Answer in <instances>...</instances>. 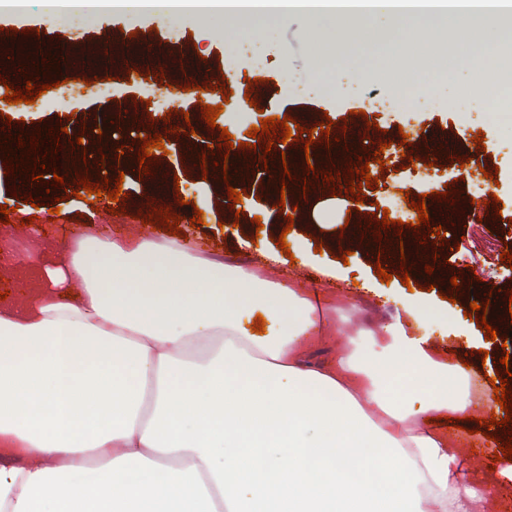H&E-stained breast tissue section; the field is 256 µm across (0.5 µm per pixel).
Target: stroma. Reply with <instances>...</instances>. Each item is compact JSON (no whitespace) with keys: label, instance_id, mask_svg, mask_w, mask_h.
Returning a JSON list of instances; mask_svg holds the SVG:
<instances>
[{"label":"stroma","instance_id":"1","mask_svg":"<svg viewBox=\"0 0 512 512\" xmlns=\"http://www.w3.org/2000/svg\"><path fill=\"white\" fill-rule=\"evenodd\" d=\"M29 13L19 18L0 17V42L6 41L7 30L26 25L42 38L59 43H91L106 47L113 33L136 35L143 43L168 45L201 55L207 64L224 69V89H213L202 101L174 102L168 86L161 84L159 76L147 67L133 68L130 74L113 80L107 92H100L98 84L71 81L47 90L34 103L9 104L0 85V138L29 135L36 129H48L72 119L74 124L96 118L110 112L113 104L136 102L138 114H153V130L163 138H170V126L179 125L184 113L198 111L200 105L223 106L216 124L227 129L234 142L245 141L250 127L259 125L264 117L278 120L290 116L304 128L332 120V134H339L343 126L356 130V149L379 150L380 140L399 141L401 135H409L413 149L428 144L431 137L455 139L466 151L483 146L480 163L449 162L445 158L427 155L416 161L414 168H406L405 157L400 152L383 153V163H371L370 173L380 176L378 188L365 190V199L358 210L340 208L333 221L322 224L294 223L291 232H284L283 218L278 203L257 197H249L241 209L225 207L212 189L222 177L217 168L206 174L190 173L180 178L181 187L191 195L193 205L184 209L173 205L174 213L180 214L181 234L187 235L190 245L207 258L238 266L285 282H300L309 288L328 289L334 299L344 306L345 322L341 335L322 336L309 347L310 362L327 361L343 349L349 336L358 330L374 332L396 320L401 311L396 300L406 294L407 288L400 279V267L395 261L377 257L369 248L353 250L347 261H340L339 247L341 223H364L366 216L400 220L409 214L407 194L425 195V207L434 210L437 205L432 194L443 191L445 186L458 184L464 201L477 200L482 204V221L467 220L449 225L443 246L438 253L447 261L449 269L457 276L461 287L479 284L491 293L497 304L500 323L497 340L485 339L484 328L475 319L466 317L467 301H441L442 309L461 319L470 338L454 337L447 333L444 324L430 329L432 341L439 351L454 350L456 359H467L476 377L485 372L499 370L502 352L500 340L512 333V266L501 261L499 251L489 249L491 240L506 242L512 237V129L494 120L481 107L460 104L454 96L439 97L425 103L396 106L391 98L398 84L407 75L396 64L405 47L400 31H392L385 41L362 48L349 43L336 42L333 51L337 68H344L351 57L370 56L375 67L384 69L385 77L365 85L362 94H341L330 84L315 85V47L307 31L306 17L296 15L280 22L272 39L263 47L236 42L227 43L210 38L207 32L192 20L172 27L161 21L145 22L131 27L122 22L111 24L93 19L70 20L48 18L41 13L40 0H30ZM257 56L256 66H231L233 56ZM292 62L291 74L283 72V58ZM264 79L267 94L258 107L248 108L244 117L229 118L234 106L246 100L250 82ZM377 121L376 129L366 124ZM18 173L9 171L7 163L0 161V203L12 210L10 224H0V291L6 292V306L21 303L30 288V281L17 277L11 259L30 251L55 252L61 241L59 227L76 226L86 234H111L113 237L145 236L158 242L168 240L169 235L153 226L143 225L141 217L154 207L153 184L140 178L137 168H130L124 176L122 191L126 195L124 214H110V199L101 196L94 202L65 198L63 189L53 192L14 191L20 183ZM496 195L498 206L487 203L489 195ZM59 205L57 216H50L49 205ZM202 211L204 223L196 228L189 220L195 211ZM32 217L30 225H23L25 217ZM285 238V246H278V238ZM390 270V282H380L377 268ZM477 405L473 409V421L465 429L436 423L437 431L446 433L461 450L463 467L470 475L484 478L490 473L491 454L471 447L470 430L476 429L477 419L496 416L504 419L505 413L492 395L479 390L475 393Z\"/></svg>","mask_w":512,"mask_h":512}]
</instances>
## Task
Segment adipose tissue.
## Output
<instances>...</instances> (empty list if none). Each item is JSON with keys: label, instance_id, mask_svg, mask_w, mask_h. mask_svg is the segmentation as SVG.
Listing matches in <instances>:
<instances>
[{"label": "adipose tissue", "instance_id": "obj_1", "mask_svg": "<svg viewBox=\"0 0 512 512\" xmlns=\"http://www.w3.org/2000/svg\"><path fill=\"white\" fill-rule=\"evenodd\" d=\"M402 21L401 67L427 97L466 61L476 87L512 86V12L313 13L318 73L339 86L330 45H369L375 17ZM25 300L0 309V512H475L512 482V460L478 480L428 427L472 411L473 380L408 323L438 320L423 297L404 320L330 335V296L215 263L185 242L74 236L19 258ZM264 318L263 332L251 324Z\"/></svg>", "mask_w": 512, "mask_h": 512}]
</instances>
